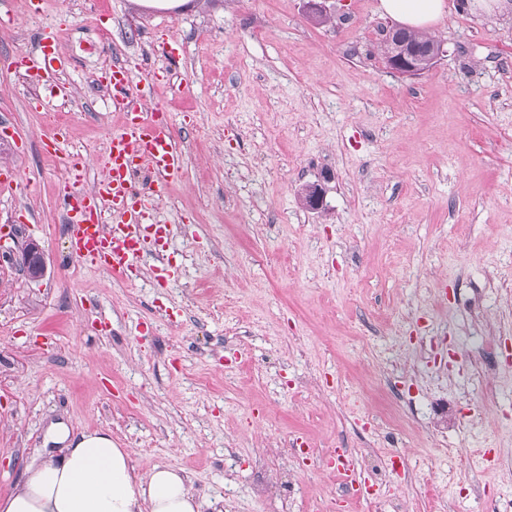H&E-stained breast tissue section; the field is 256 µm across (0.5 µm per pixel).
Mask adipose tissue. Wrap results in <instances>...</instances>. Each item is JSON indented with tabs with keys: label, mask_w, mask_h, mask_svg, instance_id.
<instances>
[{
	"label": "adipose tissue",
	"mask_w": 512,
	"mask_h": 512,
	"mask_svg": "<svg viewBox=\"0 0 512 512\" xmlns=\"http://www.w3.org/2000/svg\"><path fill=\"white\" fill-rule=\"evenodd\" d=\"M381 13L408 29L423 31L448 13V0H380ZM61 457L44 456L26 464L20 486L0 498V512H202L183 473L170 466L136 475L128 449L110 433L73 435L66 425L50 429Z\"/></svg>",
	"instance_id": "ef3b65f1"
}]
</instances>
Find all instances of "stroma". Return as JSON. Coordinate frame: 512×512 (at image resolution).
<instances>
[{
	"label": "stroma",
	"instance_id": "stroma-1",
	"mask_svg": "<svg viewBox=\"0 0 512 512\" xmlns=\"http://www.w3.org/2000/svg\"><path fill=\"white\" fill-rule=\"evenodd\" d=\"M445 56L405 77L379 0H0V497L50 422L106 431L137 474L181 469L218 512H512V11L453 0ZM51 26L66 99L13 67ZM160 74L186 157L155 202L179 227L164 283L62 262L64 166L103 179L123 124L98 79ZM49 102L38 109V99ZM65 114L63 154L41 149ZM323 183L322 210L300 187ZM309 444L294 448V437ZM494 451L481 463L480 451ZM395 464L376 496L348 493ZM22 264L28 277L32 280H38L45 274L46 264L43 251L36 242H28L23 247ZM336 461L338 462L337 469L339 473L345 477L346 479L351 478V486L357 492H361L362 488L368 492L370 489L376 490V484L369 485V481L364 479H360V481L355 477V462L352 456H350L346 451H339L336 454ZM356 485L358 488H356Z\"/></svg>",
	"mask_w": 512,
	"mask_h": 512
}]
</instances>
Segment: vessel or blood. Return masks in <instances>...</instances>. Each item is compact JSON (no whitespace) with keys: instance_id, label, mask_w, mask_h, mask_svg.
<instances>
[{"instance_id":"obj_1","label":"vessel or blood","mask_w":512,"mask_h":512,"mask_svg":"<svg viewBox=\"0 0 512 512\" xmlns=\"http://www.w3.org/2000/svg\"><path fill=\"white\" fill-rule=\"evenodd\" d=\"M56 42V32L42 33L38 55L21 57L18 67L35 79L54 84L57 74L69 66L57 53ZM101 83L113 108L124 113L125 125L108 141L105 178L93 191H80L85 167L70 162L57 203L69 228L68 259L97 264L112 275L125 276L147 258L160 257L172 227L151 222L152 196L182 177L185 162L163 112L145 111V91L134 83L124 62L106 66ZM143 168L156 176L150 195L132 188L133 174Z\"/></svg>"}]
</instances>
